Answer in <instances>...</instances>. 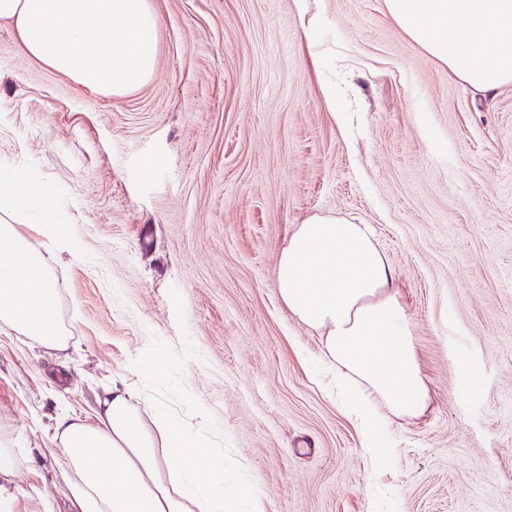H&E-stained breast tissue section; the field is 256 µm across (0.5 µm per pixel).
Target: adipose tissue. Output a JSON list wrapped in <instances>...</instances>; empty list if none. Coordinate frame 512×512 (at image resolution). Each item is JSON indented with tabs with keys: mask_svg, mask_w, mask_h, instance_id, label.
<instances>
[{
	"mask_svg": "<svg viewBox=\"0 0 512 512\" xmlns=\"http://www.w3.org/2000/svg\"><path fill=\"white\" fill-rule=\"evenodd\" d=\"M386 15L466 88L512 87V0H383ZM36 61L104 95L143 88L158 65L159 16L151 0H0ZM54 185L0 166V333L48 349L67 345L60 290L46 259L67 248ZM282 301L317 333L325 357L356 396L355 421L375 463L393 456L395 420L430 406L418 343L393 268L368 225L315 214L297 225L277 267ZM137 394L114 379L97 397L96 422L55 424L62 476L78 512H227L256 505L251 486L229 484L211 454L162 408L143 416Z\"/></svg>",
	"mask_w": 512,
	"mask_h": 512,
	"instance_id": "1",
	"label": "adipose tissue"
}]
</instances>
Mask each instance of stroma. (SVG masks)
I'll use <instances>...</instances> for the list:
<instances>
[{"label": "stroma", "instance_id": "obj_1", "mask_svg": "<svg viewBox=\"0 0 512 512\" xmlns=\"http://www.w3.org/2000/svg\"><path fill=\"white\" fill-rule=\"evenodd\" d=\"M153 3L156 74L121 96L35 61L0 23V166L51 180L74 236L51 258L68 350L0 334L14 512H72L55 419L93 422L119 376L264 512H512V88L466 89L382 0H325L330 107L292 0ZM314 213L373 226L418 341L431 408L394 426L383 471L279 295L280 251ZM154 353L162 373L133 372Z\"/></svg>", "mask_w": 512, "mask_h": 512}]
</instances>
